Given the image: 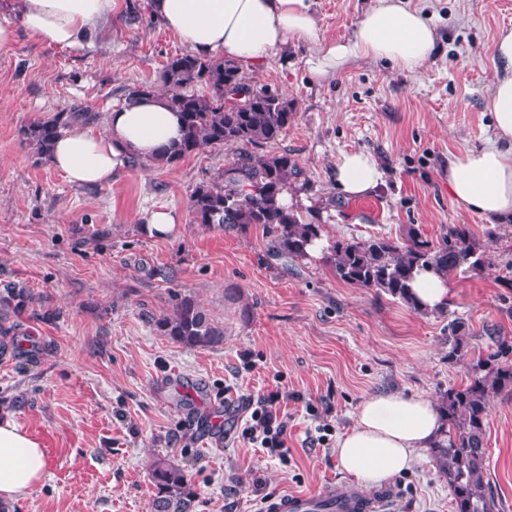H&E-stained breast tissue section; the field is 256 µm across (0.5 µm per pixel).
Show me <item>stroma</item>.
Segmentation results:
<instances>
[{
  "mask_svg": "<svg viewBox=\"0 0 512 512\" xmlns=\"http://www.w3.org/2000/svg\"><path fill=\"white\" fill-rule=\"evenodd\" d=\"M372 0H311L321 38L350 37ZM436 42L420 71L359 56L323 79L312 43L273 49L244 80L280 94L294 117L267 144L306 173L302 206L320 201L329 241L418 227L438 241L466 225L485 243L484 264L449 281L448 309L421 313L336 279L322 260L285 262L260 227L194 223L189 198L224 169L230 148L204 146L170 166L126 169L109 187L76 186L41 163L19 131L80 106L108 111L161 74L187 44L155 20L150 0H115L89 44L61 49L30 34L9 0L0 22L15 39L0 50V327L16 348L0 354V411L40 441L46 478L9 512H151L155 460L184 467L195 512H258L278 492L355 488L338 464V439L375 394L440 401L465 383L468 363L448 360V322L472 346L489 334L512 342V220L487 241L488 222L448 195V157L493 137L486 101L498 73L495 38L512 27V0H411ZM137 10L140 24L126 13ZM361 150L382 167L372 195L336 194L338 158ZM178 216L175 234L142 226L150 211ZM12 288L24 307L2 306ZM190 297L224 330L191 348L157 321ZM276 393L288 419V456L253 447L241 431L250 401ZM487 476L500 512H512V398L492 396ZM391 512H453L429 452L381 482Z\"/></svg>",
  "mask_w": 512,
  "mask_h": 512,
  "instance_id": "1",
  "label": "stroma"
}]
</instances>
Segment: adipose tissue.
<instances>
[{"instance_id": "adipose-tissue-1", "label": "adipose tissue", "mask_w": 512, "mask_h": 512, "mask_svg": "<svg viewBox=\"0 0 512 512\" xmlns=\"http://www.w3.org/2000/svg\"><path fill=\"white\" fill-rule=\"evenodd\" d=\"M113 2L13 0V5L32 35L71 48L103 26ZM150 10L191 53L217 55L243 68L256 66L287 41H314L311 72L319 79L359 55L415 71L435 41L434 29L409 0H375L345 40L317 38L307 0H151ZM495 55L500 73L487 102L494 138L448 159L452 202L491 223L512 219V28L498 33ZM180 137V116L167 97L140 95L108 112L103 130L64 131L54 143L50 164L72 184L109 186L123 175L130 158L160 160L164 148ZM382 182V171L366 152L344 153L336 163L342 199L371 194ZM441 430L431 399L373 395L360 404L354 426L339 440L337 461L353 480L375 484L410 470ZM47 469L42 444L13 418L0 417V500L25 494L45 478Z\"/></svg>"}]
</instances>
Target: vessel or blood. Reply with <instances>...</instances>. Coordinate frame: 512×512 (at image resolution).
I'll use <instances>...</instances> for the list:
<instances>
[{
  "mask_svg": "<svg viewBox=\"0 0 512 512\" xmlns=\"http://www.w3.org/2000/svg\"><path fill=\"white\" fill-rule=\"evenodd\" d=\"M389 494H342L326 489L317 494L283 493L265 500L261 512H387Z\"/></svg>",
  "mask_w": 512,
  "mask_h": 512,
  "instance_id": "1",
  "label": "vessel or blood"
}]
</instances>
